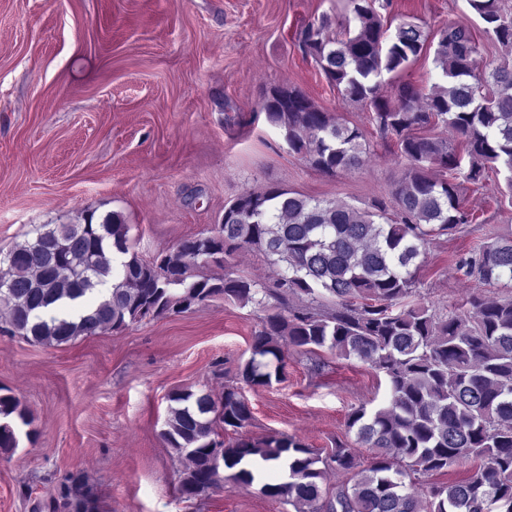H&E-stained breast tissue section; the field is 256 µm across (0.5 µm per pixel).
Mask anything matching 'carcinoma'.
Listing matches in <instances>:
<instances>
[{
    "instance_id": "1",
    "label": "carcinoma",
    "mask_w": 512,
    "mask_h": 512,
    "mask_svg": "<svg viewBox=\"0 0 512 512\" xmlns=\"http://www.w3.org/2000/svg\"><path fill=\"white\" fill-rule=\"evenodd\" d=\"M348 2L353 20L342 23L343 37L330 36L335 20L323 15L301 25L295 39L342 99L371 113L380 138L396 146L404 171L392 210L270 186L239 195L224 206L220 223L151 261L132 251L130 227L117 213L99 223L41 224L0 256L8 332L61 346L216 298L252 305L259 328L237 384L219 397L189 388L168 396L162 437L179 458L192 449L179 473L181 495L220 489L222 467L258 458L288 462V482L267 483L264 492L295 512H512V297H478L453 314L415 299L431 241L473 220L461 205V186L478 184L485 166L499 163L512 193V63L481 62L480 41L459 23L442 27L435 42L413 21L390 31L381 14L390 0ZM468 4L511 55L512 17L502 0ZM433 42L441 81L429 88L399 83L394 99L383 98L382 77L403 71ZM260 109L316 171L334 175L368 161L360 127L323 111L298 87L267 90ZM438 125L450 137L418 134ZM243 249L267 258L275 268L269 281L205 273ZM461 266L511 289L512 234L484 243ZM109 280V298L90 314L67 320L46 312L62 299L94 295ZM290 347H326L383 374L385 401L353 409L346 422L372 449L368 465L341 440L326 457L288 437L224 440L252 420L242 387L281 381ZM0 417V454L11 455L32 415L17 397L0 394ZM466 461L474 468L465 478L429 483ZM332 463L351 474L352 484L328 495L322 481Z\"/></svg>"
}]
</instances>
